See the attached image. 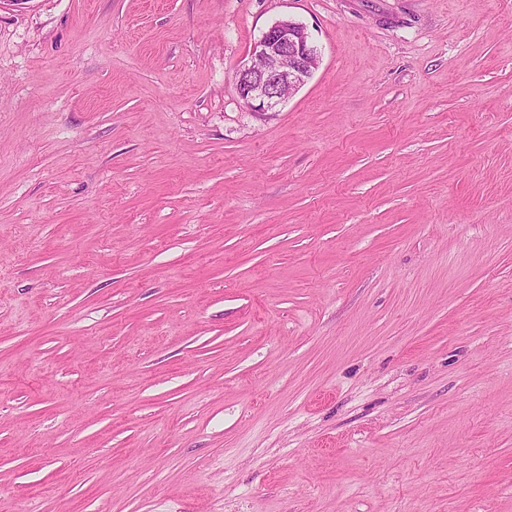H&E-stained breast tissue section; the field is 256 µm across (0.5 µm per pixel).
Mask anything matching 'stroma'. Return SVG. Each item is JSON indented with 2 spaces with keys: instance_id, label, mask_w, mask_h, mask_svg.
I'll list each match as a JSON object with an SVG mask.
<instances>
[{
  "instance_id": "stroma-1",
  "label": "stroma",
  "mask_w": 512,
  "mask_h": 512,
  "mask_svg": "<svg viewBox=\"0 0 512 512\" xmlns=\"http://www.w3.org/2000/svg\"><path fill=\"white\" fill-rule=\"evenodd\" d=\"M0 507L512 512V0H0ZM320 62V51L306 27L292 19L276 21L254 46L250 63L235 74V90L259 115L298 91Z\"/></svg>"
}]
</instances>
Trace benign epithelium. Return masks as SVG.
Wrapping results in <instances>:
<instances>
[{
    "label": "benign epithelium",
    "mask_w": 512,
    "mask_h": 512,
    "mask_svg": "<svg viewBox=\"0 0 512 512\" xmlns=\"http://www.w3.org/2000/svg\"><path fill=\"white\" fill-rule=\"evenodd\" d=\"M320 62L306 27L291 19L271 25L254 46L251 61L235 74V90L263 115L298 91Z\"/></svg>",
    "instance_id": "7a95c632"
}]
</instances>
